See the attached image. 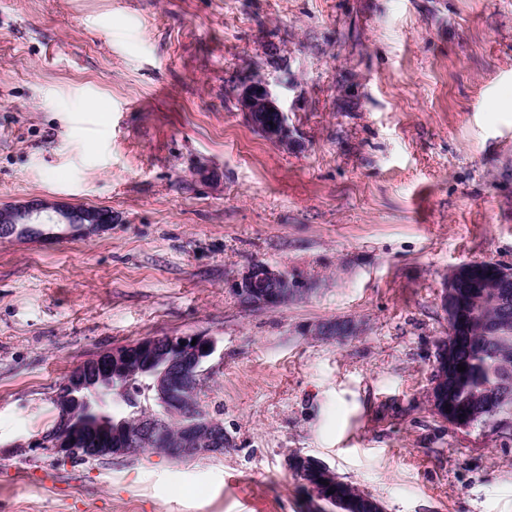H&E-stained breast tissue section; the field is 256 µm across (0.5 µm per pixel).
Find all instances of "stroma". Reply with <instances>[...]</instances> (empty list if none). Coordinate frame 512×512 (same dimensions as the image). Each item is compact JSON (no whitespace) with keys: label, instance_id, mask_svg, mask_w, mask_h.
Masks as SVG:
<instances>
[{"label":"stroma","instance_id":"stroma-1","mask_svg":"<svg viewBox=\"0 0 512 512\" xmlns=\"http://www.w3.org/2000/svg\"><path fill=\"white\" fill-rule=\"evenodd\" d=\"M35 198L112 222L0 239V512H299L293 452L384 512H512V436L428 403L449 271L512 265V0H0V205ZM255 262L303 293L244 307ZM192 332L223 454L24 450L86 355ZM259 89H262V92H259ZM235 105L237 111L243 112L250 125L267 140L288 144L287 115L267 82L255 77L241 81ZM271 109L278 113L275 121L270 118ZM269 121H272L273 125H270Z\"/></svg>","mask_w":512,"mask_h":512}]
</instances>
